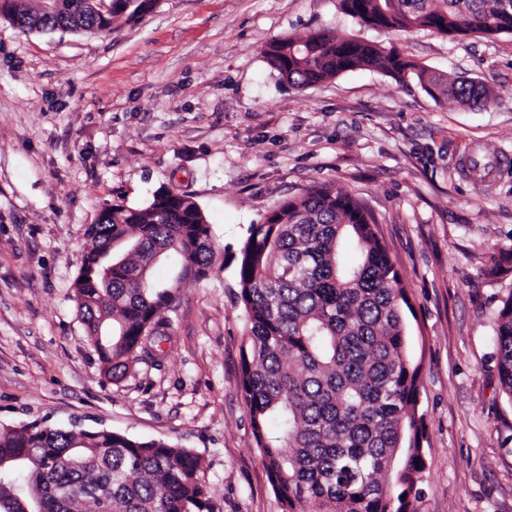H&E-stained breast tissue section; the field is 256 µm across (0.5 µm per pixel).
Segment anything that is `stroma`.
I'll return each mask as SVG.
<instances>
[{
    "instance_id": "1",
    "label": "stroma",
    "mask_w": 512,
    "mask_h": 512,
    "mask_svg": "<svg viewBox=\"0 0 512 512\" xmlns=\"http://www.w3.org/2000/svg\"><path fill=\"white\" fill-rule=\"evenodd\" d=\"M324 30L396 48L491 102L433 99L374 69L304 91L270 40ZM512 37L378 30L339 0H156L110 31H21L0 18V428L108 429L187 448L220 512H283L240 386L246 313L231 253L320 184L362 201L407 287L425 468L412 512H512V398L494 342L512 296ZM195 198L218 250L167 313L162 362L106 378L73 283L85 230L158 189Z\"/></svg>"
}]
</instances>
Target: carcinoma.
Listing matches in <instances>:
<instances>
[{
  "mask_svg": "<svg viewBox=\"0 0 512 512\" xmlns=\"http://www.w3.org/2000/svg\"><path fill=\"white\" fill-rule=\"evenodd\" d=\"M58 0L53 13L11 0L28 31L98 33L131 18L127 0L102 16ZM383 29L512 36V0H341ZM269 66L297 90L345 71L379 68L433 98L485 107L486 89L447 80L403 55L321 33L271 40ZM362 203L330 186L276 206L232 255L247 314L240 384L253 436L286 512H410L424 470L419 368L406 346V289ZM74 288L104 374L120 379L151 342L179 285L208 277L216 260L198 203L170 190L149 205H114L87 233ZM96 287H87L88 273ZM502 387L512 395V295L495 336ZM186 448L108 430L27 426L0 431V512H216ZM90 488L80 497L74 489Z\"/></svg>",
  "mask_w": 512,
  "mask_h": 512,
  "instance_id": "cac0c4a2",
  "label": "carcinoma"
}]
</instances>
